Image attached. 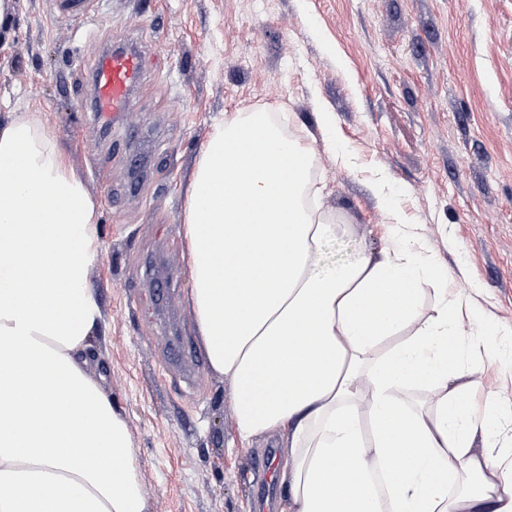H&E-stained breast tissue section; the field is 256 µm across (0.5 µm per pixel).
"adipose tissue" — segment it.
<instances>
[{"instance_id": "obj_1", "label": "adipose tissue", "mask_w": 512, "mask_h": 512, "mask_svg": "<svg viewBox=\"0 0 512 512\" xmlns=\"http://www.w3.org/2000/svg\"><path fill=\"white\" fill-rule=\"evenodd\" d=\"M311 173L254 109L214 128L187 192L188 299L237 437L281 438L287 512H512V399L471 403L478 358L504 352L462 339L463 295L421 318L440 263L398 215L391 246L322 272L343 227ZM98 207L39 115L0 119V512H147L95 370Z\"/></svg>"}]
</instances>
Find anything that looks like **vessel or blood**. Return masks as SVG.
Returning a JSON list of instances; mask_svg holds the SVG:
<instances>
[{"instance_id":"vessel-or-blood-1","label":"vessel or blood","mask_w":512,"mask_h":512,"mask_svg":"<svg viewBox=\"0 0 512 512\" xmlns=\"http://www.w3.org/2000/svg\"><path fill=\"white\" fill-rule=\"evenodd\" d=\"M145 71V57L137 49H115L96 57L91 76L94 110L97 113L129 114L133 90Z\"/></svg>"}]
</instances>
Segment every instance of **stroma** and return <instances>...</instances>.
<instances>
[{
    "instance_id": "obj_1",
    "label": "stroma",
    "mask_w": 512,
    "mask_h": 512,
    "mask_svg": "<svg viewBox=\"0 0 512 512\" xmlns=\"http://www.w3.org/2000/svg\"><path fill=\"white\" fill-rule=\"evenodd\" d=\"M16 3L0 116L43 113L100 206L93 342L148 512H260L258 460L284 455L280 437L237 438L233 390L187 304L185 191L233 113H277L312 155L323 206L346 227L323 243V271L388 245L396 211L488 340L512 342V0H100L93 22L57 16L51 0ZM122 43L145 51L147 75L130 115L106 124L88 73ZM324 109L336 137L318 123ZM381 176L385 203L372 191Z\"/></svg>"
}]
</instances>
